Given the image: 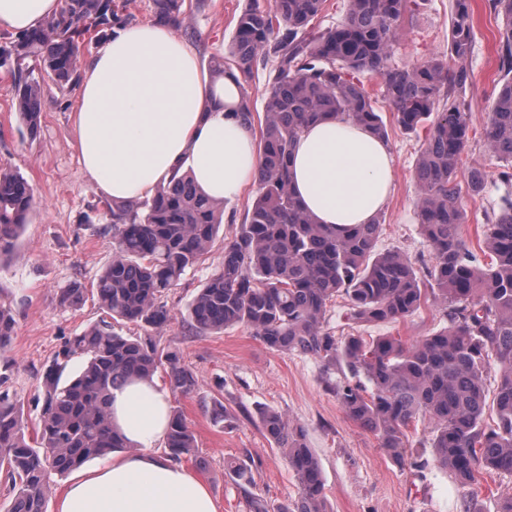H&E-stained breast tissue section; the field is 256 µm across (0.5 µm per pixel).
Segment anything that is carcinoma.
<instances>
[{"label": "carcinoma", "instance_id": "cac0c4a2", "mask_svg": "<svg viewBox=\"0 0 512 512\" xmlns=\"http://www.w3.org/2000/svg\"><path fill=\"white\" fill-rule=\"evenodd\" d=\"M205 0H152L155 18L179 29ZM326 0H252L238 15L213 78H236L240 121L259 129L262 172L257 195L234 237L224 243L222 267L193 299L192 334L244 326L269 348L311 355L341 377L330 383L342 409L372 432L389 455L416 468L406 454L405 429L430 426L433 459L463 486L483 472L512 474V0H492L501 15L500 88L488 113L486 147L504 163L510 191L487 225L477 252L462 237L461 188L456 180L467 145L470 112L454 95L469 79L474 43L471 0H452L448 54L410 68L392 65L399 22L416 0H348L346 16L324 30L309 26ZM116 0H62L57 15L38 28L0 34V68L15 82L17 112L27 130L40 127L43 86L39 62L56 83L80 77L83 49L130 24ZM274 62L263 115L249 106L246 84L258 63ZM380 77L393 117L407 131L427 127L416 167V209L433 250L424 288L410 260L376 251L380 222L338 229L318 224L292 194L289 158L304 128L326 115L370 127L387 138L375 101L359 79ZM37 206L32 185L0 167V262L10 256ZM117 253L95 288L105 318L68 336L44 370L36 445L25 438L23 404L11 390L13 363L5 357L15 332L11 307L0 305V470L13 494L6 512H46L54 479L85 462L125 448L112 427V389L168 369L172 391L189 395L197 380L160 329L173 319L169 290L204 261L224 216V203L200 195L189 174L176 175L145 200L103 203ZM348 298L352 332L325 328L328 306ZM448 325L407 345L392 336L371 340L353 333L364 323L392 322L417 311L427 297ZM81 288H65L59 305L78 307ZM120 322L141 329L136 336ZM80 364L71 373L74 364ZM495 370L492 401L488 377ZM270 441L285 451L299 483L298 497L276 512H329L318 458L304 430L277 411L261 412ZM179 463L199 460L182 413L171 410L165 441Z\"/></svg>", "mask_w": 512, "mask_h": 512}]
</instances>
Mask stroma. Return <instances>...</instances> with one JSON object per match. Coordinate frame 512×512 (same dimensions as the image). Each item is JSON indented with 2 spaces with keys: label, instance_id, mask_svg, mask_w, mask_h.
Returning a JSON list of instances; mask_svg holds the SVG:
<instances>
[{
  "label": "stroma",
  "instance_id": "stroma-1",
  "mask_svg": "<svg viewBox=\"0 0 512 512\" xmlns=\"http://www.w3.org/2000/svg\"><path fill=\"white\" fill-rule=\"evenodd\" d=\"M251 0H206L188 27L177 35L209 66L216 45L229 42L234 18ZM475 37L469 58L470 78L458 97L471 109L469 140L461 156L457 180L466 213L461 228L472 247H479L487 224L505 193L502 166L487 149L484 128L499 89L496 37L501 18L489 0H473ZM450 0H418L410 17L400 23V40L393 64L408 68L447 54ZM376 93L379 81L365 78ZM44 108L37 133H29L15 112L13 80L0 68V165L17 171L34 187L38 208L18 241L14 254L0 264V303L9 305L16 332L7 355L15 363L12 385L24 404L29 424H36L37 405L46 362L65 337L98 322L103 312L95 298L75 309L60 307L58 293L73 285L94 288L99 274L116 254L109 220L97 209L100 198L84 171L76 149L73 108L77 90L58 87L44 78ZM375 108L386 125L395 159L394 191L381 212L378 252L396 251L414 264L422 284H429L434 255L418 221L416 162L425 140L424 129L406 131L393 120L389 103L378 97ZM485 180L482 193H469L472 171ZM221 244H214L204 262L187 272L168 294L174 319L162 336L183 356L195 375L193 394H171L195 435L204 461L198 476L210 487L219 512H248L246 494L269 508L298 495V483L281 450L263 432L259 413L273 409L302 426L323 474L331 512H497L503 497L512 494V475L483 474L474 496H465L453 475L428 465L418 470L395 462L376 436L350 419L328 388V373L311 356L268 348L243 327L221 334L191 335L186 331L188 308L207 279L220 268ZM444 312L425 302L413 315L396 322L361 326L363 336H392L410 344L446 326ZM229 411L214 420V401ZM235 461L251 477L242 492L225 466Z\"/></svg>",
  "mask_w": 512,
  "mask_h": 512
}]
</instances>
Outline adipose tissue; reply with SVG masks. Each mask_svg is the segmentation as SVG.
Here are the masks:
<instances>
[{"label":"adipose tissue","mask_w":512,"mask_h":512,"mask_svg":"<svg viewBox=\"0 0 512 512\" xmlns=\"http://www.w3.org/2000/svg\"><path fill=\"white\" fill-rule=\"evenodd\" d=\"M61 0H0V26L29 31ZM234 80H213L195 51L166 24L114 32L87 63L73 114L77 149L97 191L127 203L187 172L217 201L257 183L262 159L237 118ZM291 189L321 224H371L394 185L389 144L339 117L306 127L291 157ZM167 392L133 380L112 392V422L130 447L82 469L50 512H218L208 485L160 449Z\"/></svg>","instance_id":"ef3b65f1"}]
</instances>
